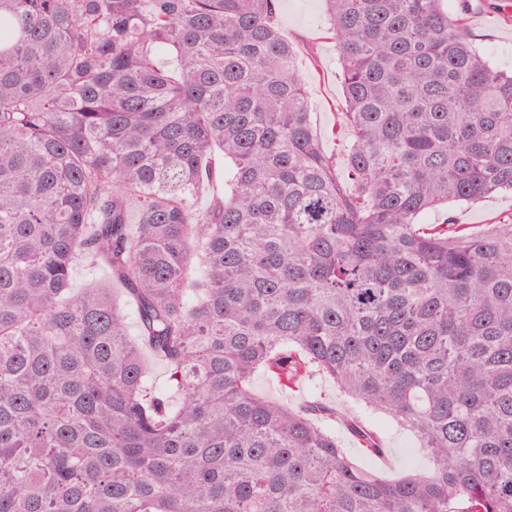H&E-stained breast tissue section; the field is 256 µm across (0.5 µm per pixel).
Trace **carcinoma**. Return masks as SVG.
Instances as JSON below:
<instances>
[{
	"instance_id": "1",
	"label": "carcinoma",
	"mask_w": 512,
	"mask_h": 512,
	"mask_svg": "<svg viewBox=\"0 0 512 512\" xmlns=\"http://www.w3.org/2000/svg\"><path fill=\"white\" fill-rule=\"evenodd\" d=\"M326 3L343 174L278 0H0V512H512V216L420 224L512 193V73L466 3ZM258 372L332 378L429 473ZM107 271L103 267H90L82 264L73 275V288H89L106 280ZM256 392L277 404L298 405L305 400L318 399L336 407L334 433L336 440L360 467L373 471L384 479H397L411 470H423L426 459L416 438L399 427L389 416L372 412L341 393L328 377L318 378L317 384L305 382L295 392L286 393L264 375L254 377ZM345 419H353L374 431L386 448V457L381 459L366 455L350 434Z\"/></svg>"
}]
</instances>
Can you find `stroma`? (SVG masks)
<instances>
[{
    "instance_id": "1",
    "label": "stroma",
    "mask_w": 512,
    "mask_h": 512,
    "mask_svg": "<svg viewBox=\"0 0 512 512\" xmlns=\"http://www.w3.org/2000/svg\"><path fill=\"white\" fill-rule=\"evenodd\" d=\"M278 24L296 50L311 105L313 126L325 152L343 160L352 142V132L343 121L344 96L340 79L336 41L329 32L325 0H280ZM466 27L478 51L496 68L512 71V21L488 8L485 0H471ZM512 215V194L490 196L473 203L456 204L425 216L428 224H469L480 228ZM256 392L277 404L298 405L318 399L335 406L338 421L336 440L360 467L382 478L396 479L421 470L426 459L416 438L389 416L366 409L341 393L326 377L317 383H303L287 393L264 375L253 380ZM355 420L374 431L386 449L385 458L366 455L350 434L346 422Z\"/></svg>"
}]
</instances>
